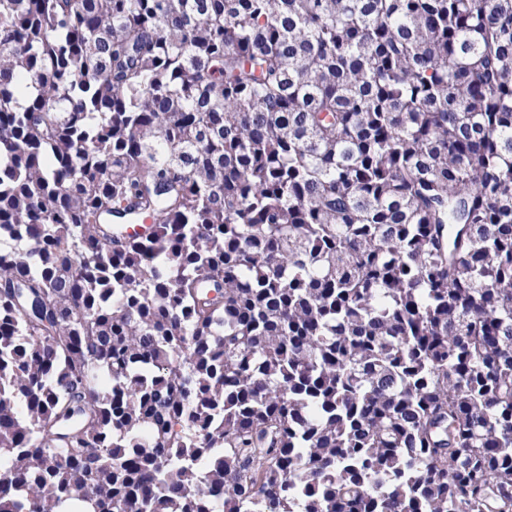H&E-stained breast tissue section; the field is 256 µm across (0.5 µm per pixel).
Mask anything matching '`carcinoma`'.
<instances>
[{
  "label": "carcinoma",
  "mask_w": 512,
  "mask_h": 512,
  "mask_svg": "<svg viewBox=\"0 0 512 512\" xmlns=\"http://www.w3.org/2000/svg\"><path fill=\"white\" fill-rule=\"evenodd\" d=\"M66 506L512 512V0H0V512Z\"/></svg>",
  "instance_id": "1"
}]
</instances>
